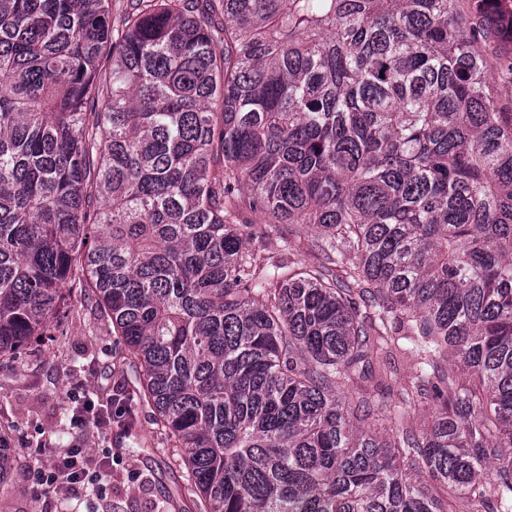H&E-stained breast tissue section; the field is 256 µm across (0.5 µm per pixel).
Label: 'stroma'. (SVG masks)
I'll return each instance as SVG.
<instances>
[{
	"label": "stroma",
	"mask_w": 512,
	"mask_h": 512,
	"mask_svg": "<svg viewBox=\"0 0 512 512\" xmlns=\"http://www.w3.org/2000/svg\"><path fill=\"white\" fill-rule=\"evenodd\" d=\"M72 301L63 320L47 335L33 337L20 351L0 356V436L9 442L10 489L0 494V512H196L194 497L172 458L150 409L138 414V436L120 430L99 435L95 427L72 429L68 392L76 382L98 395L113 387L131 389L134 368L123 365L121 347L95 309L94 299L71 284ZM44 439L63 446H109L121 454L112 463L107 494L86 486L79 494L35 495L30 468L35 445Z\"/></svg>",
	"instance_id": "stroma-1"
}]
</instances>
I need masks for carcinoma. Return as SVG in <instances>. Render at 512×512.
<instances>
[{"label":"carcinoma","instance_id":"obj_1","mask_svg":"<svg viewBox=\"0 0 512 512\" xmlns=\"http://www.w3.org/2000/svg\"><path fill=\"white\" fill-rule=\"evenodd\" d=\"M497 16L0 0V354L76 280L197 512H512Z\"/></svg>","mask_w":512,"mask_h":512}]
</instances>
